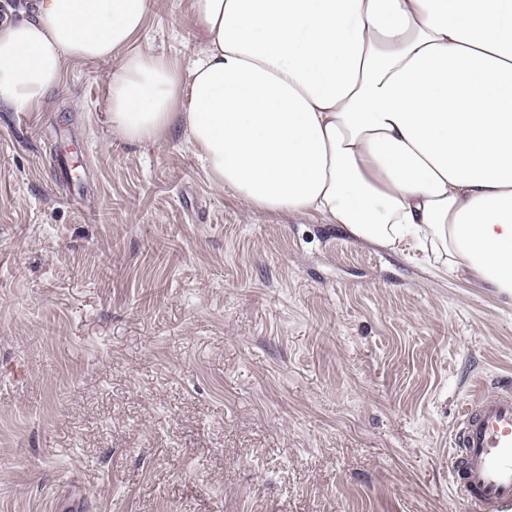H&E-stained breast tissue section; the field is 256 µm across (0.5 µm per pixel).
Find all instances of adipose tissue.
I'll return each mask as SVG.
<instances>
[{
  "mask_svg": "<svg viewBox=\"0 0 512 512\" xmlns=\"http://www.w3.org/2000/svg\"><path fill=\"white\" fill-rule=\"evenodd\" d=\"M151 0H7L0 101L114 62L112 131L180 136L252 207L414 237L512 306V0H189L182 63L138 45Z\"/></svg>",
  "mask_w": 512,
  "mask_h": 512,
  "instance_id": "1",
  "label": "adipose tissue"
}]
</instances>
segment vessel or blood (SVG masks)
<instances>
[{
	"label": "vessel or blood",
	"mask_w": 512,
	"mask_h": 512,
	"mask_svg": "<svg viewBox=\"0 0 512 512\" xmlns=\"http://www.w3.org/2000/svg\"><path fill=\"white\" fill-rule=\"evenodd\" d=\"M451 446L452 484L465 512H512V386L473 394Z\"/></svg>",
	"instance_id": "obj_1"
}]
</instances>
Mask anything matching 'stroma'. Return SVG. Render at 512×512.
I'll return each mask as SVG.
<instances>
[{"label":"stroma","instance_id":"obj_1","mask_svg":"<svg viewBox=\"0 0 512 512\" xmlns=\"http://www.w3.org/2000/svg\"><path fill=\"white\" fill-rule=\"evenodd\" d=\"M139 41L190 60L185 0ZM68 64L0 104V512H460L450 437L512 306L130 143Z\"/></svg>","mask_w":512,"mask_h":512}]
</instances>
